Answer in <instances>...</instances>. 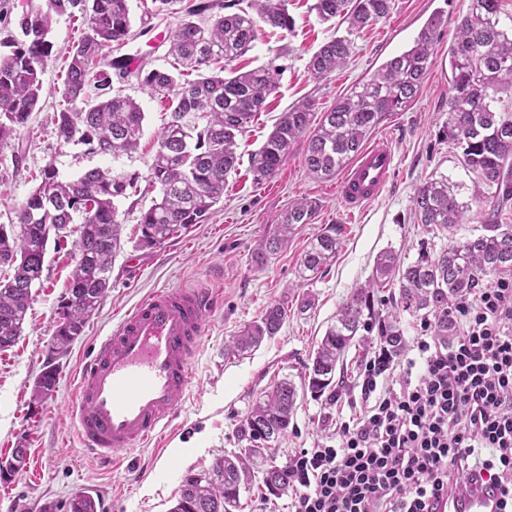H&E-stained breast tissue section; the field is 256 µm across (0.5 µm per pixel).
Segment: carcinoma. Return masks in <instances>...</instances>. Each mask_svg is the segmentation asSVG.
Here are the masks:
<instances>
[{
    "instance_id": "cac0c4a2",
    "label": "carcinoma",
    "mask_w": 512,
    "mask_h": 512,
    "mask_svg": "<svg viewBox=\"0 0 512 512\" xmlns=\"http://www.w3.org/2000/svg\"><path fill=\"white\" fill-rule=\"evenodd\" d=\"M158 12L183 13L168 37L170 52L183 68L196 72L186 80L180 71L143 67L136 76L150 93L168 100L170 120L163 127L148 165L160 201L141 213L138 245L155 248L179 228L201 224L224 197L228 176L237 171V138L278 88L279 71L259 66L241 71L234 62L256 40L258 26L289 31L293 19L288 0H156ZM393 0H315L313 10L323 22L347 17L348 30L365 28L393 10ZM88 15L91 33L72 47L67 57L62 96L67 107L51 117L57 136L77 142L93 154L118 157L135 151L145 114L132 98L112 94V75L129 74L126 60H104L105 50L124 46L132 38L127 0H48V7L30 5L19 19L20 37L0 53V142L15 138L39 105L40 79L51 61L47 39L54 16ZM500 0H471L467 16L448 48L451 95L443 134L461 150V163L475 173L491 193L482 197L484 233L448 246L436 257L423 255L407 266L385 251L376 261L371 280L356 288L340 306L336 322L318 342L306 365L302 389L333 402L345 383L344 357L351 347L369 354L377 333L379 349L397 355L405 340L397 312L435 318L434 335H455L448 320L449 302L472 292L482 279L512 273V225L499 222L502 207L512 199V117L497 112V94L512 90V35L500 25ZM439 16L432 17L414 46L385 62L370 78L322 113L311 135L304 164L323 179L331 178L363 150L364 143L389 112L406 108L417 97L427 74ZM349 38L336 37L320 47L309 62L315 79L344 66L351 55ZM315 103L306 100L281 113L264 144L250 158L257 183L277 173L292 145L308 129ZM134 177L110 168H93L75 180L59 178L54 162L45 165L41 182L17 212V222L0 225V267L12 274L0 278V352L12 348L23 332L33 286L41 281L50 235L55 242L78 233L79 257L46 367L35 381L32 399L51 396L57 382L54 360L66 354L81 335L89 317L110 288L112 261L120 250L121 224L115 200L126 197ZM460 185L442 176L419 188L414 198L417 223L449 229L466 223L470 206L459 199ZM317 202L302 198L282 215L280 234L262 243L261 253L288 246L298 224H309ZM77 225L71 229L70 225ZM341 239L333 229L309 242L299 264L300 278L311 280L336 258ZM398 286L396 310L382 314L378 293ZM288 316L283 304L267 307L259 320L233 341L243 351L275 336ZM298 389L286 378L274 382L240 422L247 445L218 457L202 474L185 477L171 512H243L241 489L262 473L260 490L277 495L288 489V466H263L268 443L288 433ZM18 468H3L7 482L23 468L26 449L13 450ZM70 512H96L94 501L77 491Z\"/></svg>"
}]
</instances>
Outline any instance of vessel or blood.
Masks as SVG:
<instances>
[{"mask_svg": "<svg viewBox=\"0 0 512 512\" xmlns=\"http://www.w3.org/2000/svg\"><path fill=\"white\" fill-rule=\"evenodd\" d=\"M394 167L387 140L367 146L346 172L341 196L362 208L386 185ZM218 283L161 288L142 299L101 337L79 371L71 427L103 466L156 442L194 387L193 362L217 308ZM440 512H499L493 491L454 488Z\"/></svg>", "mask_w": 512, "mask_h": 512, "instance_id": "b4317fda", "label": "vessel or blood"}]
</instances>
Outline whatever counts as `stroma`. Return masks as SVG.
Returning <instances> with one entry per match:
<instances>
[{
	"instance_id": "obj_1",
	"label": "stroma",
	"mask_w": 512,
	"mask_h": 512,
	"mask_svg": "<svg viewBox=\"0 0 512 512\" xmlns=\"http://www.w3.org/2000/svg\"><path fill=\"white\" fill-rule=\"evenodd\" d=\"M313 2L288 0L293 31L259 26L253 48L239 61L248 69L268 64L279 68V88L238 138L240 166L227 179L223 201L204 223L151 249L138 245V222L141 212L160 196L159 188L148 183V164L170 119L167 103L150 94L135 76L114 79V89L137 100L145 113L137 151L112 158L60 141L51 117L64 106L65 60L90 25L79 15L55 17L48 36L52 60L41 75L44 95L39 108L15 139L0 144V225L15 222L51 161L67 179L96 167L134 175L138 191L116 203L122 234L110 288L82 335L59 359L52 396L35 403L31 391L46 365L60 300L78 258L74 238L59 247L48 246L23 334L13 348L0 352V460L10 457L13 449L27 451L24 469L9 483H0V512L13 507L39 512L47 502L54 503L57 512H69L75 491L96 489L111 500L113 512H170L186 475L207 470L214 458L240 448L238 427L268 387L284 377L301 383L338 308L357 285L371 279L381 252H393L407 265L421 254L437 255L448 245L481 233L482 204L474 197L477 179L462 166L459 149L441 136L448 120V48L471 0H395L389 16L352 33L345 23L320 22L311 9ZM128 8L141 36L121 48L120 56L133 69L171 67L174 59L167 37L178 17L156 14L152 0H128ZM435 15L441 25L419 95L404 110L387 114L372 133L373 138L388 140L395 158L392 178L376 199L349 210L340 192L341 176L321 179L307 170L305 134L273 178L254 182L249 157L262 146L281 112L303 99L314 102L317 111L330 108L387 60L409 50ZM345 34L353 41L346 65L327 79L313 80L307 71L310 57L327 41ZM442 175L461 185L471 221L449 232H432L415 223L413 198L423 184ZM302 197L320 204L313 221L297 226L286 249L258 258L260 244L278 231L276 217ZM338 224L343 227L342 248L335 260L316 278L301 279L299 263L308 242ZM217 277L223 280L222 301L205 325L193 365L195 389L179 408L171 438L162 447L136 449L119 466H102L83 451L68 416L82 360L126 310L153 290L206 286ZM306 295L314 304L304 309L300 303ZM276 303L288 306L279 333L259 347L232 353L233 337ZM364 364L358 352L348 351L346 386L333 404L299 395L287 434L270 444L268 464H291L302 449L330 443L338 423L363 410Z\"/></svg>"
}]
</instances>
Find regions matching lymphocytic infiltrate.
I'll return each instance as SVG.
<instances>
[{"label": "lymphocytic infiltrate", "mask_w": 512, "mask_h": 512, "mask_svg": "<svg viewBox=\"0 0 512 512\" xmlns=\"http://www.w3.org/2000/svg\"><path fill=\"white\" fill-rule=\"evenodd\" d=\"M458 329L413 355L370 358L358 416L303 449L288 512H436L459 484H491L512 512V278L459 296Z\"/></svg>", "instance_id": "1"}]
</instances>
